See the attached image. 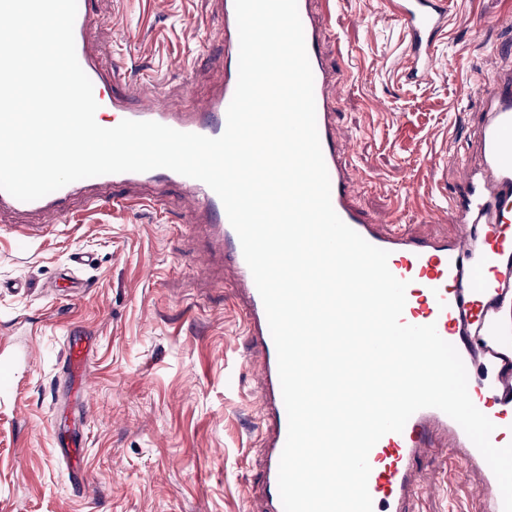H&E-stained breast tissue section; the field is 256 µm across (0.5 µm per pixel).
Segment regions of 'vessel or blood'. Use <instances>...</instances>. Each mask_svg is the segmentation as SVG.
<instances>
[{"label":"vessel or blood","instance_id":"b4317fda","mask_svg":"<svg viewBox=\"0 0 512 512\" xmlns=\"http://www.w3.org/2000/svg\"><path fill=\"white\" fill-rule=\"evenodd\" d=\"M312 0H298L305 25V43L314 76L317 130L331 184L332 206L350 228L375 247L389 253L388 267L408 284L401 317L411 325L435 324L442 339L459 352L467 373L468 392L475 406L496 426L494 445L512 434V71L504 70L487 83L482 94L484 119L478 129L481 166L465 174L463 197H449L448 213L458 233L452 239H419L394 226L385 216H368L351 199L341 147L336 139V110L329 95L338 79L322 50L327 29L314 16ZM395 16L407 29L412 62L406 78L427 80L433 73L434 45L448 17L447 0H396ZM224 85L203 106L173 109L156 92L153 75L141 77L138 103L116 93L124 83V65H104L92 33L100 26L95 0H82L74 25L78 62L93 84L100 111L118 120L155 121L181 132L210 138L221 136L227 108L238 81L239 39L234 0H223ZM97 185L120 186L119 196L91 195L85 183L72 182L35 201L23 202L0 190V215L39 213L46 224H13L18 240L40 237L47 224H58L69 213L73 196L85 194L87 203L136 207L157 204L154 196L139 194L141 184L179 185L183 209L190 224L208 225L215 247L235 272L234 289L242 311V336L248 353L259 362L260 392L257 430L261 468V512H283L278 489V467L288 418L277 365V352L260 294L247 266L236 231L222 201L205 183L165 168L98 176ZM91 345L69 338L63 367L73 381L86 384ZM60 454L77 464L85 442L77 433L57 432ZM448 448L460 468L484 472L481 493L486 512H503L497 479L461 426L442 411L415 412L402 432L383 436L371 449L368 490L373 512H409L422 492L417 461L430 448Z\"/></svg>","mask_w":512,"mask_h":512}]
</instances>
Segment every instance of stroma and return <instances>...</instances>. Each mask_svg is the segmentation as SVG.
Listing matches in <instances>:
<instances>
[{
    "instance_id": "obj_1",
    "label": "stroma",
    "mask_w": 512,
    "mask_h": 512,
    "mask_svg": "<svg viewBox=\"0 0 512 512\" xmlns=\"http://www.w3.org/2000/svg\"><path fill=\"white\" fill-rule=\"evenodd\" d=\"M336 138L351 195L365 213L394 214L417 238L453 235L429 220L463 182L457 161L480 165L477 103L487 81L511 68L512 0H450L429 81L404 77L409 36L392 0L324 6ZM104 55L124 61L121 90L140 93L154 74L173 106L198 104L224 82L220 0H99ZM210 53L196 57L202 43ZM196 57L197 73L182 67ZM181 191L154 207L88 208L19 244L0 223V361L16 371L17 400L0 401V512H241L258 500L259 384L243 363L241 311L229 264L208 258V229L187 225ZM73 267L86 291L60 278ZM71 266V265H70ZM20 281L27 288L7 290ZM92 339L90 388L63 374L67 332ZM85 409L82 478L71 485L53 431ZM441 448L418 464L430 490L410 512H484L482 474L461 473Z\"/></svg>"
}]
</instances>
